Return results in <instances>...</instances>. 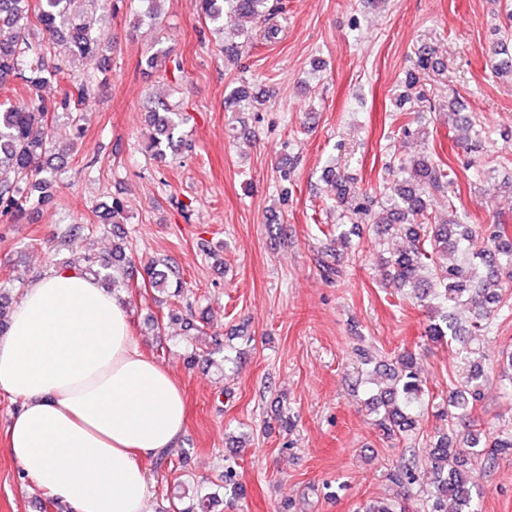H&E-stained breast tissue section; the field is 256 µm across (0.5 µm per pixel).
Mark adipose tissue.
Listing matches in <instances>:
<instances>
[{"mask_svg":"<svg viewBox=\"0 0 512 512\" xmlns=\"http://www.w3.org/2000/svg\"><path fill=\"white\" fill-rule=\"evenodd\" d=\"M16 401L0 444L69 512H147L146 463L173 448L186 405L149 357L121 299L77 269L20 297L0 336V395Z\"/></svg>","mask_w":512,"mask_h":512,"instance_id":"obj_1","label":"adipose tissue"}]
</instances>
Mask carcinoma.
<instances>
[{"instance_id":"obj_1","label":"carcinoma","mask_w":512,"mask_h":512,"mask_svg":"<svg viewBox=\"0 0 512 512\" xmlns=\"http://www.w3.org/2000/svg\"><path fill=\"white\" fill-rule=\"evenodd\" d=\"M109 0H0V214L19 215L28 208L47 202V190L56 173L83 136V115L79 105L85 99L90 76L70 80L60 97L47 100L42 88L59 80L63 70L48 59L49 48L32 44L26 38L31 23H37L53 38L70 46L73 60L85 64L101 61L112 50V43L93 31L88 14L105 8ZM269 0H199L204 16L224 31L234 17H266ZM426 69L409 73L406 90L398 94L399 104L410 102L409 90L421 80ZM65 116L74 131L65 146L57 144L54 123ZM149 121L155 137L147 151L160 159L172 144L183 113L162 103L152 109ZM455 128L464 132L456 143L471 148V140L481 130L469 116L455 113ZM340 216L349 224L370 221L382 235L405 234L408 246L385 259L388 280L411 296L429 314L427 336L434 342L459 345L467 364L465 379L453 388L448 399L437 405L438 417L445 427L433 437L430 458L432 488L421 512H478V491L472 461L494 462L497 456L512 452V428L491 435L476 428L471 412L481 398L485 378L482 364L471 358L473 337L489 329L501 312L512 311V227L493 224L484 232L467 223L452 199L454 179L448 169L430 160L402 162L396 178L383 187V198L375 204L372 196L350 193L345 178L330 168L325 175ZM445 198L448 218L439 219L429 209L427 198ZM456 252L460 261L448 264V252ZM65 266L89 272L112 288H128L131 281L155 289L172 291V297L184 293L182 278L163 259L137 264L128 257L121 243L112 246V255L101 256L92 247ZM468 306L473 316L463 325L448 313L456 306ZM392 386L370 395L367 405L375 412L374 426L387 439H403L416 430L419 418L429 407L424 399V383L415 354L405 350L396 356L389 369ZM401 489L419 481L412 466L404 465L387 474ZM212 496L199 489L180 498L173 512H211Z\"/></svg>"}]
</instances>
